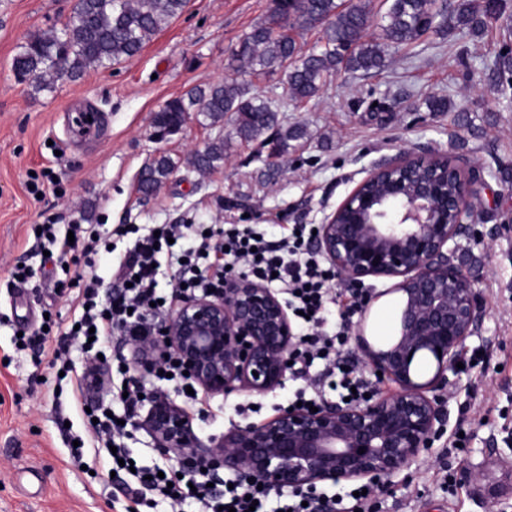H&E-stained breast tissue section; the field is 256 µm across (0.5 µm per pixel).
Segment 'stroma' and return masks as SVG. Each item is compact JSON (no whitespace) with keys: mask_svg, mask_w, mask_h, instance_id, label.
Instances as JSON below:
<instances>
[{"mask_svg":"<svg viewBox=\"0 0 512 512\" xmlns=\"http://www.w3.org/2000/svg\"><path fill=\"white\" fill-rule=\"evenodd\" d=\"M75 5L0 0V512H123L112 500L104 450L86 448L80 467L70 459L71 442L88 432L70 384L51 367L54 343L40 351L13 344L43 310L64 324L72 313L50 278L35 225L110 229L190 219L249 222L277 236L286 224L321 223L380 158L423 147L482 167L486 187L476 210L485 227L512 220V90L501 91L489 71L500 47L512 44V17L477 36L429 34L397 50L380 73H339L299 108L287 104L280 74L245 76L252 94L280 106L283 125L307 132L270 180L265 150L237 137L233 115L214 128L190 114L163 141L151 132L167 101L232 77L233 51L269 14L271 0H188L131 59L76 81L49 78L41 88L19 80L14 56L33 35L61 28ZM432 96L448 97L452 111L428 112ZM77 110L94 111V136H75ZM219 134L223 165L206 173L179 167L154 195L139 192V174L154 157L180 162ZM36 175L49 178L38 195L31 189ZM467 248L477 258L472 273L485 317L466 342L462 372L448 376L441 437L391 490L378 493L379 512H512V489L492 491L499 473L512 475V231ZM18 264L32 272L26 283L11 276ZM303 385L290 377L265 395L205 394L197 405L176 383L164 388L208 443L271 420ZM459 430L467 434L465 448L448 449Z\"/></svg>","mask_w":512,"mask_h":512,"instance_id":"35a3bbf8","label":"stroma"}]
</instances>
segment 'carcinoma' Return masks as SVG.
<instances>
[{
  "label": "carcinoma",
  "instance_id": "1",
  "mask_svg": "<svg viewBox=\"0 0 512 512\" xmlns=\"http://www.w3.org/2000/svg\"><path fill=\"white\" fill-rule=\"evenodd\" d=\"M386 11L374 12L372 0H276L270 15L239 41L233 53L237 74L285 75L286 93L297 104L317 96L334 76L344 71L368 74L387 66L391 52L408 46L429 32L467 29L478 35L507 8L506 0H388ZM187 0H77L72 16L61 29L30 39L13 59L22 78L39 82L47 74L71 81L91 67H106L138 55L147 41L169 20L179 16ZM322 27V44L306 52L288 34V27ZM493 73L496 84L512 85V49H503ZM196 112L212 126L235 115L240 140L257 139L278 157L288 155L290 142L306 131L299 125L283 128L278 109L249 94L231 78L184 97L168 101L154 116L153 128L169 133L186 115ZM224 163V138L211 140L186 158L196 171ZM176 169L162 154L146 165L139 180L144 195L154 192Z\"/></svg>",
  "mask_w": 512,
  "mask_h": 512
}]
</instances>
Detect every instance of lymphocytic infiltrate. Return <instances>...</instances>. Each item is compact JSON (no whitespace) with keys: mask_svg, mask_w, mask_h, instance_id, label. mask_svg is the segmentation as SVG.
I'll return each instance as SVG.
<instances>
[{"mask_svg":"<svg viewBox=\"0 0 512 512\" xmlns=\"http://www.w3.org/2000/svg\"><path fill=\"white\" fill-rule=\"evenodd\" d=\"M73 240L58 239L53 225L41 227V238L61 251H78L82 261L69 277L75 290L72 298V327L62 328L55 319H47L44 331L22 337L23 346L42 348L50 336H57L56 357H63L70 344H79L86 365L75 372L77 390L100 387V367H125V346L153 334L170 313L173 298L195 296L223 288L228 272L234 271L263 282L283 294L294 315L297 347L293 353L296 373L317 371L314 382L298 389L294 402L303 406L323 403L328 394L338 400L360 404L374 391L373 381L348 354L350 333L348 319L361 307V289L339 288L335 271L312 246L313 225H289L287 234L272 239L262 235L255 224H163L158 234L141 233L139 225L116 227L118 236L135 235L133 249L113 269V286L103 292L97 275L96 258L107 245L96 224H75ZM167 252L171 278L176 286L173 296L158 290V269L154 264L159 252ZM339 307L342 318L334 328H327L326 313ZM117 336L113 348H106L105 338ZM142 389L134 377L115 392L123 411L120 416L95 407L91 415L93 440L108 449L112 471L119 476L113 497L125 500V512H138L145 500L164 505L166 512H182L187 500H194L197 512H336L347 504V512H373V497L355 496L353 487L336 491L323 488L291 490L271 495L257 485L234 483L215 490L213 472L194 468L174 472L161 465L129 467L133 455L126 442L132 432L128 421L143 408Z\"/></svg>","mask_w":512,"mask_h":512,"instance_id":"f902f5d3","label":"lymphocytic infiltrate"}]
</instances>
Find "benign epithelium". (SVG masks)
<instances>
[{"label":"benign epithelium","mask_w":512,"mask_h":512,"mask_svg":"<svg viewBox=\"0 0 512 512\" xmlns=\"http://www.w3.org/2000/svg\"><path fill=\"white\" fill-rule=\"evenodd\" d=\"M483 182L474 162L434 151L399 153L376 164L318 225L315 247L340 282L392 281L369 289L356 324L355 348L378 386L366 402L290 408L206 446L186 411L155 393L135 425L180 464L200 463L273 493L342 481L385 489L439 437L448 372H461L466 341L484 317L462 247L497 234L477 233ZM394 293L401 294L395 334L376 345L365 324L373 305ZM295 344L278 292L242 277L181 301L156 335L133 348L132 367L144 375L172 355L208 393L261 395L293 373Z\"/></svg>","instance_id":"1"}]
</instances>
